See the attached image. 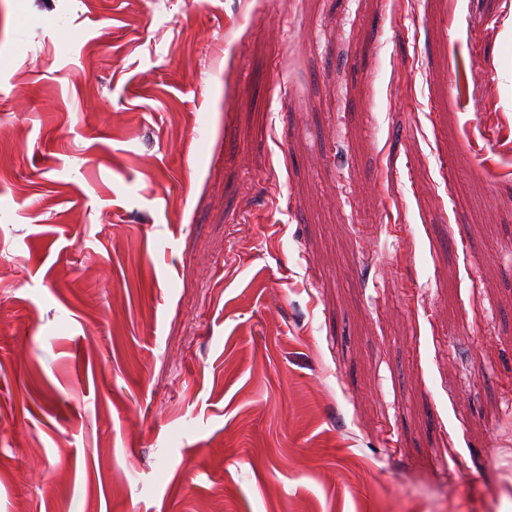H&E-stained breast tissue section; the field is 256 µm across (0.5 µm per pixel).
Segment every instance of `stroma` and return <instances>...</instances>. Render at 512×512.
<instances>
[{"instance_id":"1","label":"stroma","mask_w":512,"mask_h":512,"mask_svg":"<svg viewBox=\"0 0 512 512\" xmlns=\"http://www.w3.org/2000/svg\"><path fill=\"white\" fill-rule=\"evenodd\" d=\"M0 512H512V0H0Z\"/></svg>"}]
</instances>
